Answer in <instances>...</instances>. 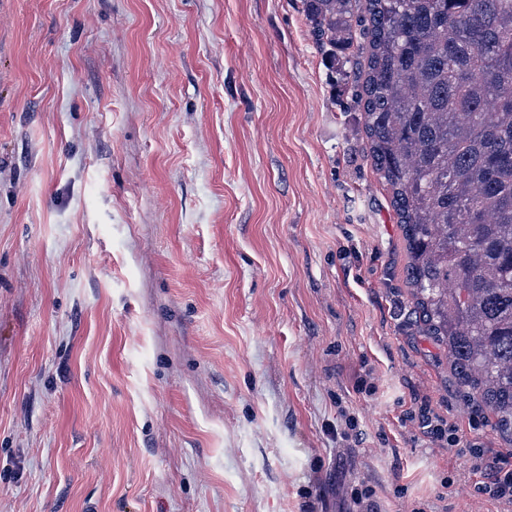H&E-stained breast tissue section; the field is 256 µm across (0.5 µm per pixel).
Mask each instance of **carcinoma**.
Returning a JSON list of instances; mask_svg holds the SVG:
<instances>
[{
	"mask_svg": "<svg viewBox=\"0 0 512 512\" xmlns=\"http://www.w3.org/2000/svg\"><path fill=\"white\" fill-rule=\"evenodd\" d=\"M304 2L390 187L416 321L512 437V0Z\"/></svg>",
	"mask_w": 512,
	"mask_h": 512,
	"instance_id": "obj_1",
	"label": "carcinoma"
}]
</instances>
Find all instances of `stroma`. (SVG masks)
Segmentation results:
<instances>
[{
  "mask_svg": "<svg viewBox=\"0 0 512 512\" xmlns=\"http://www.w3.org/2000/svg\"><path fill=\"white\" fill-rule=\"evenodd\" d=\"M368 151L303 0H0V512H512Z\"/></svg>",
  "mask_w": 512,
  "mask_h": 512,
  "instance_id": "35a3bbf8",
  "label": "stroma"
}]
</instances>
